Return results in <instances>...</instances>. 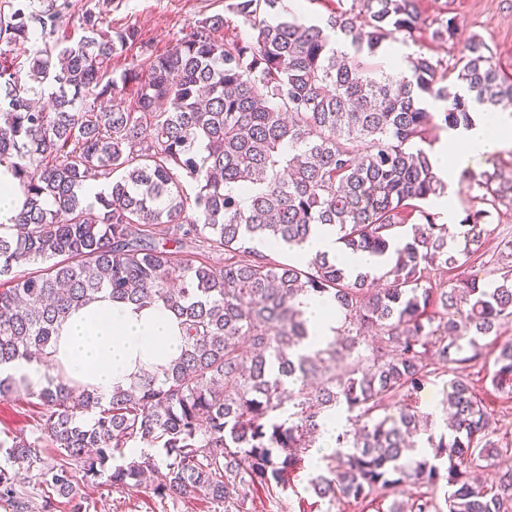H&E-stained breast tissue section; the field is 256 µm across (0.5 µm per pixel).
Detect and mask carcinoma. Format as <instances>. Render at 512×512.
<instances>
[{
	"label": "carcinoma",
	"mask_w": 512,
	"mask_h": 512,
	"mask_svg": "<svg viewBox=\"0 0 512 512\" xmlns=\"http://www.w3.org/2000/svg\"><path fill=\"white\" fill-rule=\"evenodd\" d=\"M280 0H236L228 9L252 29L225 39L222 15L189 24L168 53L111 75L134 28L79 18L78 36L58 38V0L0 9V41L43 46L23 64L0 63V167L18 179L23 202L14 231L0 234V365H51L62 324L105 291L139 308L161 306L184 344L158 373L136 377L101 401L62 377L39 390L0 378V396L39 400L40 435H13L0 465V501L23 512L21 481L72 502L82 484L132 489L157 468L160 499L201 497L224 512H248V493L292 487L326 419L353 425L312 466L308 486L333 503L425 489L411 512H512V438L494 439L485 399L461 374L484 355V338L512 321V264L492 278L437 274L465 265L490 235L491 210L512 201L498 170L460 182V224L420 203L446 193L418 143L441 119L469 127L470 102L512 106V79L472 38L453 67L409 56L396 79L369 64L397 33L422 23L419 0H359L360 10L325 25L272 23ZM52 87L51 108L33 96ZM135 88V102L125 101ZM450 103L440 115L425 96ZM108 184L98 207L83 189ZM196 184L189 195L185 183ZM491 209H486V206ZM422 223L402 234L406 213ZM319 224L336 227L352 254L384 258L386 286L317 254L280 262ZM267 240L270 252L254 242ZM27 264L29 271L15 268ZM328 296L343 313L324 346L310 349L298 298ZM448 368L447 431L415 406L433 367ZM491 384L512 388V343L499 348ZM394 403L395 412L379 411ZM426 436L425 448L410 437ZM57 461H44L43 449ZM498 480L474 477L484 466Z\"/></svg>",
	"instance_id": "1"
}]
</instances>
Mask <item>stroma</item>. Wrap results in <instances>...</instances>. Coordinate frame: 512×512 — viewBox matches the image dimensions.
Instances as JSON below:
<instances>
[{"label": "stroma", "mask_w": 512, "mask_h": 512, "mask_svg": "<svg viewBox=\"0 0 512 512\" xmlns=\"http://www.w3.org/2000/svg\"><path fill=\"white\" fill-rule=\"evenodd\" d=\"M70 23L64 24L61 35L73 34V19L83 12L102 15L105 24L113 27H132L138 38L121 56L112 62L114 72H121L130 62L147 55H162L175 44L182 29L203 17L222 15L226 18L223 35L228 39H245L251 33L249 25L239 16L229 13L230 0H68ZM424 23L412 34L400 33L397 43L411 47L414 52L439 60L442 66L452 67L461 49L471 38H480L498 65L512 74V0H420ZM453 17L458 23L455 39L437 40L433 32L442 19ZM490 235L485 253L472 257L461 269L442 274L444 282L452 283L461 277L484 279L488 256L498 241L512 234V203L500 204L498 213L489 221ZM493 368L492 358L467 365L464 370L475 389L484 395L493 410L499 432L512 434V393L494 390L487 376ZM40 412L24 396L0 397V439L22 432L37 431ZM85 512H214L206 502L162 500L154 496L150 485L133 490H115L87 484L78 490ZM320 505L307 487L306 472H299L292 489L276 499L259 497L249 504V512H318Z\"/></svg>", "instance_id": "obj_1"}]
</instances>
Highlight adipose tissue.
I'll list each match as a JSON object with an SVG mask.
<instances>
[{"label":"adipose tissue","instance_id":"ef3b65f1","mask_svg":"<svg viewBox=\"0 0 512 512\" xmlns=\"http://www.w3.org/2000/svg\"><path fill=\"white\" fill-rule=\"evenodd\" d=\"M509 146L512 114L498 112L470 127L450 130L432 161L437 175L455 184L471 158ZM302 308L312 340L322 343L332 339L339 321L332 303L310 296L303 298ZM181 346L178 325L168 311L159 307L138 309L105 295L63 323L52 371L65 374L106 400L115 387L128 384L135 373L177 357Z\"/></svg>","mask_w":512,"mask_h":512}]
</instances>
